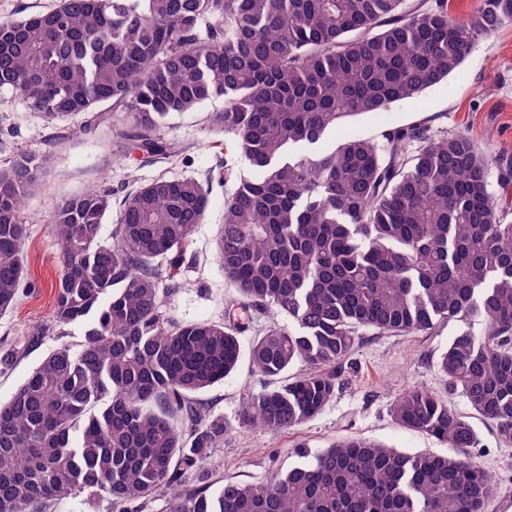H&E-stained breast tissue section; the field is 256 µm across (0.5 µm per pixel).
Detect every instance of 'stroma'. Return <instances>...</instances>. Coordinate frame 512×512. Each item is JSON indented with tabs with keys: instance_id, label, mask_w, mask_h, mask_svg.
Here are the masks:
<instances>
[{
	"instance_id": "1",
	"label": "stroma",
	"mask_w": 512,
	"mask_h": 512,
	"mask_svg": "<svg viewBox=\"0 0 512 512\" xmlns=\"http://www.w3.org/2000/svg\"><path fill=\"white\" fill-rule=\"evenodd\" d=\"M223 107V98L217 97L195 111L173 114L163 136L175 144L176 155L144 164L125 154L110 129L90 125L82 117L59 127L27 108L13 93L0 91V167L23 152L51 157L40 184L25 203L27 275L13 310L0 317V353L16 354L11 366L0 371V402L10 398L50 350L84 340L86 324L58 325L52 320L59 245L47 219L55 207L93 185L111 190L117 205L151 179L161 175L200 179L223 159L235 169L248 171L247 159L237 150L214 146L211 115ZM410 123L428 126L436 139L457 133L469 137L491 158L489 189L499 193L500 170L512 165V24L478 36L465 63L448 79L388 111L346 118L314 149L332 150L345 135L377 141L389 126ZM233 190L230 183L214 185L206 220L196 228L177 286L166 299L167 310L180 320L222 321L226 303L236 296L215 253L224 199ZM461 329L460 322L452 321L429 334L364 333L348 358L333 367L337 377L334 397L317 416L287 431L238 424L243 391L258 392L284 382L283 377L266 376L241 361L237 373L198 397L204 414L230 424L222 447L209 455V471L224 481L267 482L297 463L312 460L334 441L350 437L411 454H446L442 443L400 428L392 416V405L403 392L422 387L441 397L476 431L479 443L472 454L497 481L485 512H512V446L499 442L492 425L470 408L460 392L449 390L438 367L440 353Z\"/></svg>"
}]
</instances>
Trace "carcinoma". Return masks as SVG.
<instances>
[{"instance_id":"1","label":"carcinoma","mask_w":512,"mask_h":512,"mask_svg":"<svg viewBox=\"0 0 512 512\" xmlns=\"http://www.w3.org/2000/svg\"><path fill=\"white\" fill-rule=\"evenodd\" d=\"M505 23L512 0H483L466 22L447 0H59L0 21V89L48 121L84 115L167 159L168 117L222 97L212 130L251 166L243 177L226 165L204 180L152 179L122 199L110 244L99 238L109 192L90 188L52 213L53 321L91 324L79 349L51 350L0 403V512H54L83 492H105L125 512L158 500L163 512H485L494 475L465 454L477 434L426 390L400 395L392 415L446 455L353 438L269 482L230 481L212 494L203 463L228 424L202 415L194 395L237 370L240 335L259 309L290 326L253 340L252 368H312L245 395L238 422L266 430L324 409L336 376L320 368L346 359L360 331L460 321L468 328L439 368L512 446V220L489 191L488 157L464 135L433 139L420 124L391 127L380 143L292 151L347 117L418 97ZM48 164L21 153L0 168V316L25 275L24 198ZM231 179L215 249L238 300L222 322L178 321L160 268L174 281L212 182Z\"/></svg>"}]
</instances>
